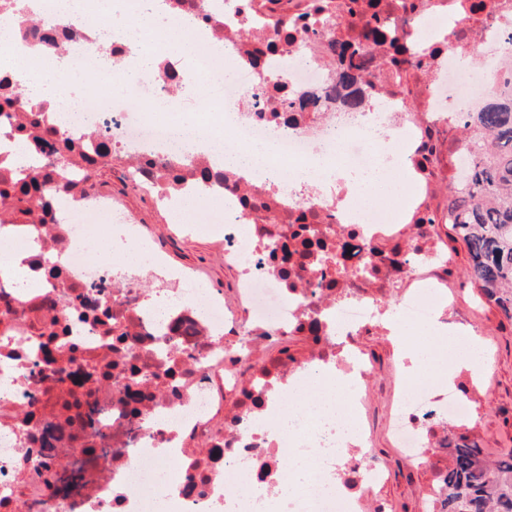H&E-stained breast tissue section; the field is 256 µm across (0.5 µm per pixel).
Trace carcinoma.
Returning a JSON list of instances; mask_svg holds the SVG:
<instances>
[{
    "label": "carcinoma",
    "instance_id": "carcinoma-1",
    "mask_svg": "<svg viewBox=\"0 0 512 512\" xmlns=\"http://www.w3.org/2000/svg\"><path fill=\"white\" fill-rule=\"evenodd\" d=\"M367 61L342 67L336 96L356 84ZM476 123L488 134L484 147L473 155L474 166L465 193L448 192L445 207L454 216V239L468 254L467 276L501 315L512 321V100L477 114ZM44 177L29 171L24 181L3 191L20 209L39 189ZM446 512H512V448L489 461L478 444L463 433L448 442Z\"/></svg>",
    "mask_w": 512,
    "mask_h": 512
}]
</instances>
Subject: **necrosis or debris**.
Listing matches in <instances>:
<instances>
[{"label":"necrosis or debris","mask_w":512,"mask_h":512,"mask_svg":"<svg viewBox=\"0 0 512 512\" xmlns=\"http://www.w3.org/2000/svg\"><path fill=\"white\" fill-rule=\"evenodd\" d=\"M18 14L15 49L54 58L88 82L64 108L73 156L31 131L53 109L0 70V189L7 143L25 139L52 180L7 217L39 286L27 301L0 277V512H393L373 455L364 392L374 369L360 336L409 351L452 346L479 330L455 311L457 255L441 233L440 199L467 165L462 127L512 96V0H377L379 33L348 0H61ZM159 8L163 23L135 29ZM188 25L191 60L169 49ZM359 41L371 61L351 110L331 94L341 65L329 41ZM198 149L174 131L202 91ZM244 150L271 142L279 172L212 161L219 131ZM120 163L129 186L165 210L190 199L214 212L231 291L167 263L139 220L92 174ZM333 168L326 183L316 165ZM400 170L382 207L364 208L352 179ZM119 222L143 260L93 251V223ZM303 336L293 351L288 339ZM434 356L394 367L386 431L411 464L448 467V437L473 419L472 399L443 386ZM341 375L338 420L284 422L291 391ZM354 436L343 439L341 426ZM304 476L283 498L287 463Z\"/></svg>","instance_id":"obj_1"}]
</instances>
